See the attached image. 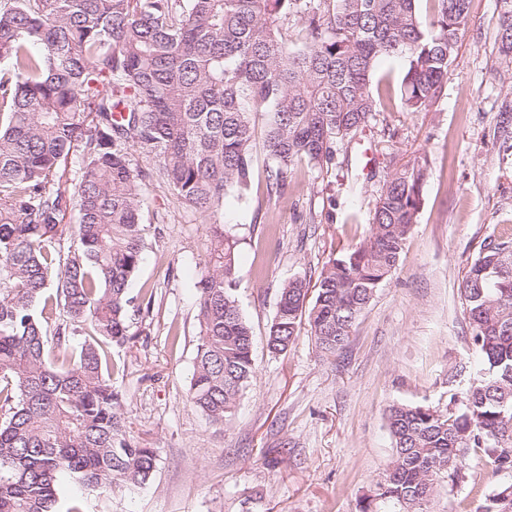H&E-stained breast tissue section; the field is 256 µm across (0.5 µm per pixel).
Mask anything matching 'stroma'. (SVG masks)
Listing matches in <instances>:
<instances>
[{"label":"stroma","instance_id":"35a3bbf8","mask_svg":"<svg viewBox=\"0 0 512 512\" xmlns=\"http://www.w3.org/2000/svg\"><path fill=\"white\" fill-rule=\"evenodd\" d=\"M470 20L440 95L406 111L404 61L381 62L373 77L377 111L361 144L336 145L328 168L299 165L284 195L267 192L271 162L254 153L248 198L226 200L216 218L191 211L156 180L143 187L147 247L135 288L155 293L136 315V338L112 346L111 384L122 395L127 438L157 449L150 482L90 495L62 477L57 512L80 498L86 512H359L392 459L386 411L395 403H449L448 377L473 359L459 285L483 245L512 239V63L493 50L497 0H470ZM427 161L423 205L398 264L327 356L309 328L274 356L265 334L278 290L322 267L371 232L384 181ZM238 240L236 291L254 334L256 375L227 425L216 427L188 401L198 340L196 282L207 271L213 224ZM466 476L440 483L435 512H475L512 474L479 452Z\"/></svg>","mask_w":512,"mask_h":512}]
</instances>
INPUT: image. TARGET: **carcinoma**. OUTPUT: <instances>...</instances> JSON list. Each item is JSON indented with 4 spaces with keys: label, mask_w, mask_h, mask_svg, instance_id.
Returning <instances> with one entry per match:
<instances>
[{
    "label": "carcinoma",
    "mask_w": 512,
    "mask_h": 512,
    "mask_svg": "<svg viewBox=\"0 0 512 512\" xmlns=\"http://www.w3.org/2000/svg\"><path fill=\"white\" fill-rule=\"evenodd\" d=\"M4 0L0 3V512H54L59 476L89 493L152 478L157 451L125 437L122 399L103 345L134 338L129 288L146 248L143 182L154 176L195 212L214 216L249 193L253 147L272 160L268 192L288 174L335 160L368 126L372 77L402 58L410 112L442 92L469 0ZM496 52L512 62V0H498ZM299 16L288 44L278 16ZM139 152L157 161L146 172ZM73 195L59 186L74 154ZM427 161L396 170L373 205L371 234L328 261L315 284L279 289L266 347L284 353L308 324L336 353L390 277L423 204ZM76 197L78 248L57 247ZM196 283L199 337L190 402L229 422L255 375L253 332L236 296L237 239L227 231ZM478 368L453 412L393 404L394 454L363 512H433L434 491L459 479L463 449L512 472V241L490 243L459 286ZM64 314L52 336L44 323ZM83 337L78 347L71 342ZM482 512H512V485Z\"/></svg>",
    "instance_id": "1"
}]
</instances>
